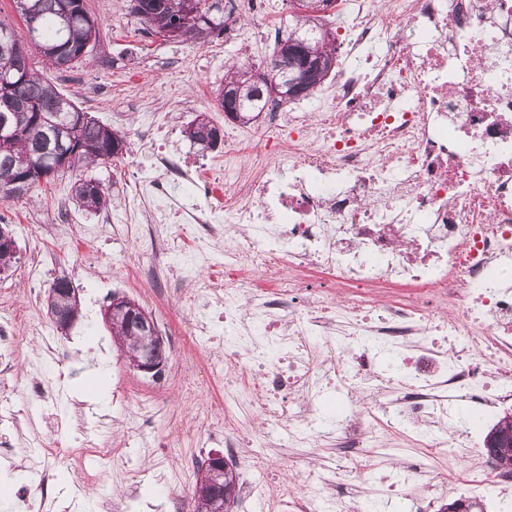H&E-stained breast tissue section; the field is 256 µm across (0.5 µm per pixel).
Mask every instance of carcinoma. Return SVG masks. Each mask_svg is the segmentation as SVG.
<instances>
[{"mask_svg": "<svg viewBox=\"0 0 512 512\" xmlns=\"http://www.w3.org/2000/svg\"><path fill=\"white\" fill-rule=\"evenodd\" d=\"M15 11L24 25L34 23L35 35L32 37V48L39 49L44 45H56L61 50L57 56L44 55L50 68L69 70L89 60V53L82 52L89 28L75 21L69 25L62 23L57 12V0H13ZM182 0H130V13L148 28H153L152 18L162 15L170 21L179 20ZM212 13L200 26H190L182 30L180 40L195 44H205L208 35H221L229 26L236 22L233 13L225 9L224 0H212ZM318 16L311 14L291 15L288 33L276 42L275 54H280L283 45L304 42L308 46H316L320 38L321 26L317 23ZM22 71L19 79L10 84V96L18 101L32 105L29 115L22 118V128L12 144L9 152H0V196L11 197L10 185L21 177L14 166L15 159L20 155L33 154L40 150L44 143L38 136L30 134L29 128L35 125V114L42 112L53 118L55 122L71 121L81 114L70 98L61 93L58 87L44 73L34 69L29 59L19 61L0 57V77L12 70ZM291 75L279 71L269 74V85L261 87L257 96L245 92L246 99L242 115L251 119L257 117L265 102L272 96L283 100L290 97L282 95L276 88L289 81ZM120 132L109 128L93 117H88L80 124L79 136L75 144L63 143L61 151H76L70 166H91L98 162H106L113 158L112 144L124 141ZM221 139L217 136V127L210 125L200 137L193 141L202 153L214 151L219 147ZM77 202L86 209L98 210L107 202L106 194L98 181L90 178L82 181L75 192Z\"/></svg>", "mask_w": 512, "mask_h": 512, "instance_id": "carcinoma-1", "label": "carcinoma"}]
</instances>
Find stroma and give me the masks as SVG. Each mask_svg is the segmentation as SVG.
<instances>
[{"label":"stroma","instance_id":"1","mask_svg":"<svg viewBox=\"0 0 512 512\" xmlns=\"http://www.w3.org/2000/svg\"><path fill=\"white\" fill-rule=\"evenodd\" d=\"M99 23V38L89 63L50 71L58 89L90 116L126 135V151L106 164L58 173L21 199L0 198V225L18 247V262L0 275V325L6 326L11 368L0 373V412L31 403L33 413L49 408L65 423L62 439L112 448L110 461L81 497L78 512H102L112 501L118 512H192L199 465L212 453L234 463L238 482L263 487L267 480L249 461L246 448L225 447L220 432L259 433L261 420L252 410L229 405L225 394L232 378L220 351L224 323L214 320L208 333L192 330L183 297L211 302L210 271L198 267L180 282L160 275L145 279L151 244L142 228L158 201L135 192L149 168L138 143L165 134L174 158L213 176L224 173V151H245L242 124L228 120L218 102L224 62L248 51L259 63L273 53L274 40L256 37L265 18L284 29L290 0L260 5L239 27L234 41L216 38L196 45L147 35L129 12V0H84ZM221 130L218 150L198 153L185 135L198 115ZM95 178L107 204L85 210L76 202L75 183ZM172 243L171 264L183 252L206 249L212 258L230 260L236 234L200 241L188 224H165ZM68 279L79 295L80 313L68 330H57L47 314V292L57 278ZM136 300L155 318L168 351V362L155 377L133 370L103 320L113 294ZM64 371L47 403L32 397L33 380H53ZM34 430L26 417L0 415V512H27L39 502L40 479L25 461ZM286 430L264 436L270 464L297 492L305 462L333 453L331 439L315 448H292Z\"/></svg>","mask_w":512,"mask_h":512}]
</instances>
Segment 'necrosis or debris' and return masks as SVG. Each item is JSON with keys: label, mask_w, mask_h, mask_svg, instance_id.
Returning a JSON list of instances; mask_svg holds the SVG:
<instances>
[{"label": "necrosis or debris", "mask_w": 512, "mask_h": 512, "mask_svg": "<svg viewBox=\"0 0 512 512\" xmlns=\"http://www.w3.org/2000/svg\"><path fill=\"white\" fill-rule=\"evenodd\" d=\"M344 59L311 114L266 102L251 132L249 169L235 150L224 176L202 180L170 161L166 143L140 145L162 175L142 194L197 184L223 210L192 205L198 224L239 230L224 266V300L203 305L193 327L223 319L224 364L249 380L243 392L270 421L288 420L293 448L321 430L294 412L297 396L390 392L377 431L361 416L336 422V445H389L422 428L426 452L468 461L455 480L423 481L410 467L380 469L382 505L414 488L436 495L495 488L512 504V474L484 459L462 410L482 415L512 403V0H350ZM288 266V278L271 269ZM343 302L309 298L306 271ZM328 351L317 359L310 344ZM290 499L268 484L274 508L364 512L361 494Z\"/></svg>", "instance_id": "1"}]
</instances>
